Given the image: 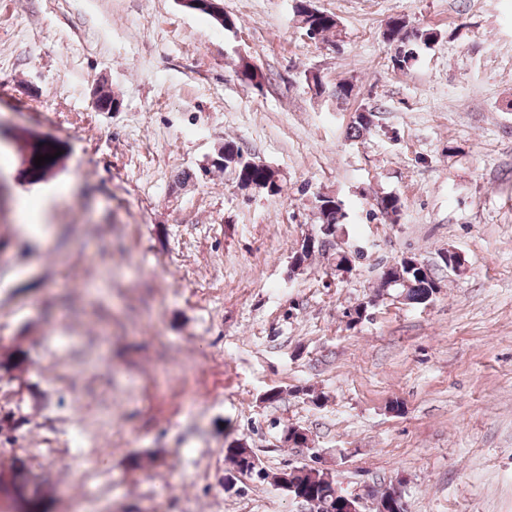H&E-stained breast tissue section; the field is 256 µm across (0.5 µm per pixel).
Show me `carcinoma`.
<instances>
[{
	"instance_id": "carcinoma-1",
	"label": "carcinoma",
	"mask_w": 512,
	"mask_h": 512,
	"mask_svg": "<svg viewBox=\"0 0 512 512\" xmlns=\"http://www.w3.org/2000/svg\"><path fill=\"white\" fill-rule=\"evenodd\" d=\"M305 2L297 0L296 13L305 16L304 29L309 38H323L338 31L340 23L336 16L317 9L308 12ZM438 37L440 34L436 30L412 27L399 16L391 19L383 31L385 42L394 49L391 57L393 67L399 70L408 69L417 61L415 50L418 44L429 45ZM239 72L243 79L256 87L265 81L264 73L249 58L239 59ZM220 165L226 169L233 168L241 183L269 184L273 195L280 191V186L275 183V173L249 164L242 149L232 140L224 142V157ZM316 202L319 228L328 226L341 231L347 217L343 201L319 196ZM375 207L384 222L393 224L401 212V201L388 193L376 199ZM392 287L402 289L406 298L414 303L425 304L436 293L438 282L429 268L416 269L400 262L384 270L380 276V289ZM253 457L254 452L243 444L227 448L226 459L242 472L247 469V459ZM284 475L288 476L286 491L311 503L312 512H342L340 503L345 495L336 490V476L315 467L292 469ZM0 502L6 504L4 512H52L53 492L38 479L27 460L16 457L8 467H0ZM378 512H406V509L402 499H392L389 489L385 488L378 492Z\"/></svg>"
}]
</instances>
